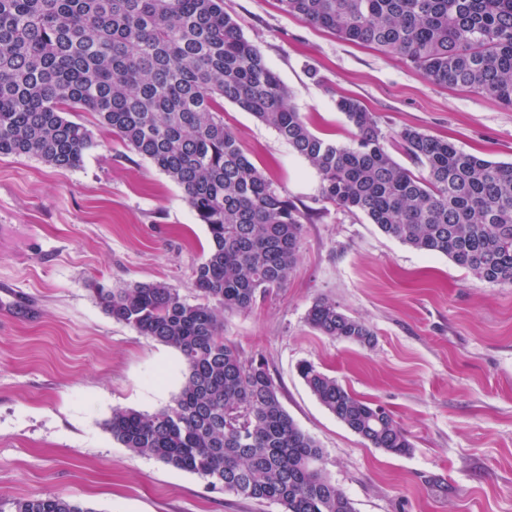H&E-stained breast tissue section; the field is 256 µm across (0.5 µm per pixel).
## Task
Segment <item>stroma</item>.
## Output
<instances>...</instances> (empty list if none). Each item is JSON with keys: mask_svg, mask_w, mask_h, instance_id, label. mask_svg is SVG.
<instances>
[{"mask_svg": "<svg viewBox=\"0 0 512 512\" xmlns=\"http://www.w3.org/2000/svg\"><path fill=\"white\" fill-rule=\"evenodd\" d=\"M224 10L315 134L350 143L336 109L348 96L386 134L412 127L512 162V108L435 85L399 56L284 14L277 0H224ZM72 119L96 141L81 167L0 156V512L45 494L94 512H280L133 455L109 432L113 410L170 404L184 368L176 350L114 321L95 284L160 281L192 296L209 233L148 159L92 113ZM224 123L277 191L310 214L287 283L226 314L225 338L265 362L355 512H512V285L482 282L361 213L318 203L315 171L274 129L229 102ZM323 297L364 320L374 345L312 329L306 313ZM304 362L382 405L412 452L386 453L338 421L300 377Z\"/></svg>", "mask_w": 512, "mask_h": 512, "instance_id": "1", "label": "stroma"}]
</instances>
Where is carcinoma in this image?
Segmentation results:
<instances>
[{
	"label": "carcinoma",
	"instance_id": "carcinoma-1",
	"mask_svg": "<svg viewBox=\"0 0 512 512\" xmlns=\"http://www.w3.org/2000/svg\"><path fill=\"white\" fill-rule=\"evenodd\" d=\"M281 10L340 38L397 54L428 80L512 108V0H278ZM224 0H0V155L81 165L92 132L68 114H94L173 180L210 248L192 270L194 302L164 282L99 285L113 320L177 350L184 381L154 413L115 410L112 438L130 452L192 473L207 488L276 504L281 512H355L320 466L324 449L283 407L266 364L224 338V313L251 308L288 280L302 214L224 126L222 101L273 127L319 176L317 201L365 214L387 236L442 254L478 280L512 284V163L414 128L387 136L358 99L336 108L353 143L322 139ZM397 140L426 175L388 151ZM307 324L370 347L375 332L328 298ZM320 404L374 448L413 444L381 406L310 363L298 366ZM12 512H94L58 495Z\"/></svg>",
	"mask_w": 512,
	"mask_h": 512
}]
</instances>
